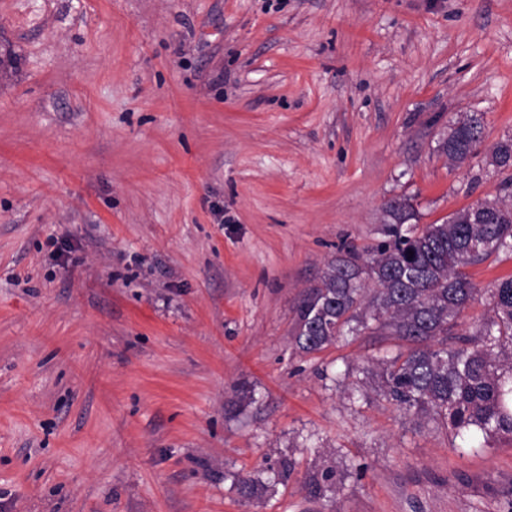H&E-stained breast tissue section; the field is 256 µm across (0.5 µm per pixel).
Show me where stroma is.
<instances>
[{
	"mask_svg": "<svg viewBox=\"0 0 512 512\" xmlns=\"http://www.w3.org/2000/svg\"><path fill=\"white\" fill-rule=\"evenodd\" d=\"M511 136L512 0H0V512H502L512 437L401 414L397 340L291 333L391 199L505 195ZM467 120L448 132V136L438 142V150L454 164L461 165L469 160L480 144L484 122L482 115L469 113ZM311 493L315 496L324 495L326 492L337 491L336 470L327 468L310 476L308 483Z\"/></svg>",
	"mask_w": 512,
	"mask_h": 512,
	"instance_id": "stroma-1",
	"label": "stroma"
}]
</instances>
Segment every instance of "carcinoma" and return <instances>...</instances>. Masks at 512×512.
I'll list each match as a JSON object with an SVG mask.
<instances>
[{
	"mask_svg": "<svg viewBox=\"0 0 512 512\" xmlns=\"http://www.w3.org/2000/svg\"><path fill=\"white\" fill-rule=\"evenodd\" d=\"M482 115L438 142L454 164L469 160L480 144ZM498 166L512 168V138L493 149ZM390 240L359 253L349 249L330 261L318 284L296 308L293 340L298 351L319 352L339 340L381 333L403 349L377 359L381 395L407 416L430 415L465 447L512 435V276L488 293L482 322L469 330L463 313L483 298L467 268L492 255L512 256V192L484 199L440 224L423 227L406 199L385 208ZM243 497L264 486L237 476ZM314 495L337 489L336 470L310 476Z\"/></svg>",
	"mask_w": 512,
	"mask_h": 512,
	"instance_id": "1",
	"label": "carcinoma"
}]
</instances>
